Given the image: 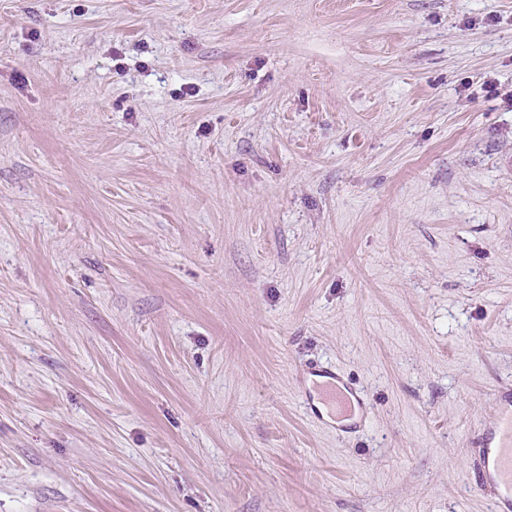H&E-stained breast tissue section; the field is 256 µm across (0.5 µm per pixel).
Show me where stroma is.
Wrapping results in <instances>:
<instances>
[{
	"mask_svg": "<svg viewBox=\"0 0 512 512\" xmlns=\"http://www.w3.org/2000/svg\"><path fill=\"white\" fill-rule=\"evenodd\" d=\"M510 93L512 0H0V512H494Z\"/></svg>",
	"mask_w": 512,
	"mask_h": 512,
	"instance_id": "stroma-1",
	"label": "stroma"
}]
</instances>
